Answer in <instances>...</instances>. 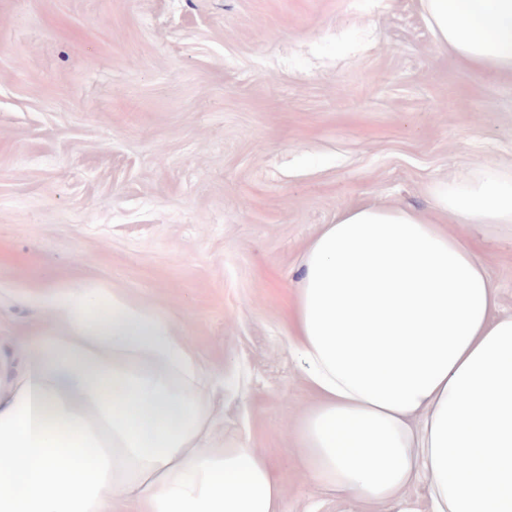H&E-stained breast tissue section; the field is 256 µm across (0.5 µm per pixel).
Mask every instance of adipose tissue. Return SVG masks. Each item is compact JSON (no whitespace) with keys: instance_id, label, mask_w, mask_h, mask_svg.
<instances>
[{"instance_id":"obj_1","label":"adipose tissue","mask_w":512,"mask_h":512,"mask_svg":"<svg viewBox=\"0 0 512 512\" xmlns=\"http://www.w3.org/2000/svg\"><path fill=\"white\" fill-rule=\"evenodd\" d=\"M439 41L512 73V0H422ZM460 224H512V173L441 182ZM287 341L314 403L290 435L306 477L348 501L512 512V314L469 237L407 208L340 211L307 244ZM48 326L0 382V512H285L265 455L219 446L177 328L105 288L42 296Z\"/></svg>"}]
</instances>
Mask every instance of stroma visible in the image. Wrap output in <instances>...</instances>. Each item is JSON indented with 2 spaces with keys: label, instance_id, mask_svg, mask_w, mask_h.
I'll list each match as a JSON object with an SVG mask.
<instances>
[{
  "label": "stroma",
  "instance_id": "obj_1",
  "mask_svg": "<svg viewBox=\"0 0 512 512\" xmlns=\"http://www.w3.org/2000/svg\"><path fill=\"white\" fill-rule=\"evenodd\" d=\"M487 166L512 168V77L439 42L420 0H0V364L42 295L154 306L287 512H386L291 445L300 257L343 208L430 217L438 182ZM473 234L512 313V224Z\"/></svg>",
  "mask_w": 512,
  "mask_h": 512
}]
</instances>
